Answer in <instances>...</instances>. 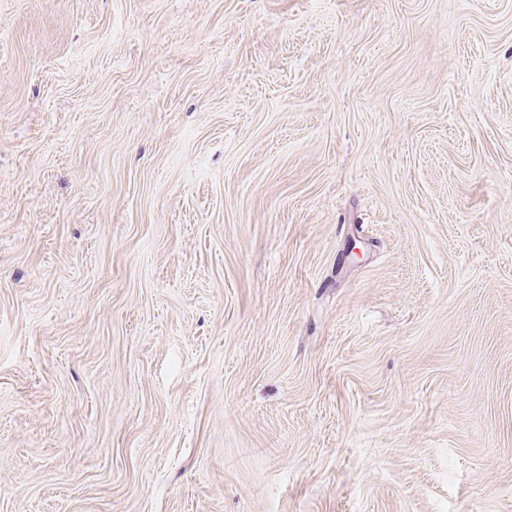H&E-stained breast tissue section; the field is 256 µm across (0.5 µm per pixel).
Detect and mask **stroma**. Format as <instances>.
I'll return each instance as SVG.
<instances>
[{"label": "stroma", "instance_id": "1", "mask_svg": "<svg viewBox=\"0 0 512 512\" xmlns=\"http://www.w3.org/2000/svg\"><path fill=\"white\" fill-rule=\"evenodd\" d=\"M0 512H512V0H0Z\"/></svg>", "mask_w": 512, "mask_h": 512}]
</instances>
